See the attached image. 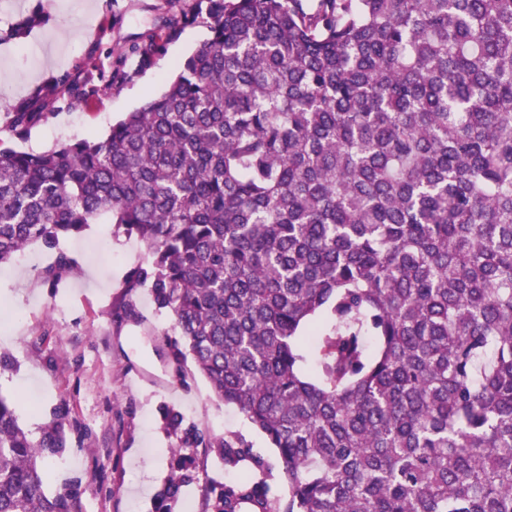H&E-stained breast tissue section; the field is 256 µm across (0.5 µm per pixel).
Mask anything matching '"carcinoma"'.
Segmentation results:
<instances>
[{"mask_svg": "<svg viewBox=\"0 0 512 512\" xmlns=\"http://www.w3.org/2000/svg\"><path fill=\"white\" fill-rule=\"evenodd\" d=\"M199 21L105 136L0 148V266L91 224L146 243L128 287L287 488L164 408L173 453L259 472L208 484L203 512H512V0H199L169 33ZM96 93L63 73L10 132ZM67 445L64 415L33 439L0 395V512H81L45 491ZM193 480L177 458L160 502Z\"/></svg>", "mask_w": 512, "mask_h": 512, "instance_id": "cac0c4a2", "label": "carcinoma"}]
</instances>
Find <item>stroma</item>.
I'll return each mask as SVG.
<instances>
[{"label": "stroma", "instance_id": "obj_1", "mask_svg": "<svg viewBox=\"0 0 512 512\" xmlns=\"http://www.w3.org/2000/svg\"><path fill=\"white\" fill-rule=\"evenodd\" d=\"M196 0H0V28L36 16L19 40L0 43V145L41 150L106 134L112 123L156 95L176 64L209 37L205 24L169 35L167 20L194 8ZM162 53L140 65L138 47L148 38ZM117 71L88 103H56L47 122L18 139L9 131L13 108L42 94L51 78L68 71L79 80L96 71ZM87 239H101L112 254L100 262L86 249L62 240L58 249L35 243L0 268V352L17 368L0 373V395L18 403L20 425L39 436L56 408L66 406L70 438L64 464H51L47 488L75 486L81 512H162L158 493L171 473L176 439L167 433L162 407L180 411L186 422L220 437L238 435L270 470L269 482L283 494L275 449L235 407L218 400L199 376L181 377L169 356L167 313L158 311L147 288H128L132 271L145 262L146 245L113 237L108 224L90 225ZM71 259L58 281L47 270L59 253ZM195 476L172 512H201L204 480L230 482L241 470L225 469L205 448L187 450Z\"/></svg>", "mask_w": 512, "mask_h": 512}]
</instances>
